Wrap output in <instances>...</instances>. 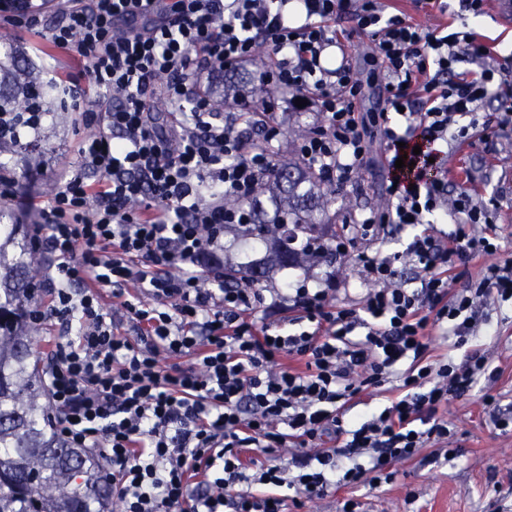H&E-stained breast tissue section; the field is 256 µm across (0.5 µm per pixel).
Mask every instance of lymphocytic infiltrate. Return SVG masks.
Masks as SVG:
<instances>
[{"label": "lymphocytic infiltrate", "mask_w": 512, "mask_h": 512, "mask_svg": "<svg viewBox=\"0 0 512 512\" xmlns=\"http://www.w3.org/2000/svg\"><path fill=\"white\" fill-rule=\"evenodd\" d=\"M53 2L0 0V19L48 32L88 62L87 85L71 97L94 132L34 206L30 243L50 258L33 318L55 331L45 371L53 426L100 455L120 512H299L332 490L391 482L392 465L421 448L451 456L440 408L496 375L481 351L456 362L432 344L475 339L490 324L488 300L512 301V257L496 256V207L449 191L418 146L470 143L489 128L491 98L499 126L512 125L500 51L464 27L420 29L386 0ZM345 14L374 45L384 109L373 115L360 109L352 35L336 24ZM262 48L261 79L283 110L301 98L318 116L299 147L310 166L349 183L378 125L389 206L360 219L361 236L452 215L453 231L423 232L404 251L420 287L398 282L393 257L368 248L357 255L367 289L352 304L304 280L225 281L224 227L249 223L245 203L278 154L281 123L262 113L246 145L245 95L223 115L211 90ZM465 58L477 71L459 70ZM409 154L414 165L396 169ZM229 197L241 207H226ZM476 260L479 278L462 281L461 266ZM305 321L311 330H300ZM393 382L388 406L346 419L364 390Z\"/></svg>", "instance_id": "obj_1"}]
</instances>
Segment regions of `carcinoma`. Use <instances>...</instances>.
<instances>
[{
  "label": "carcinoma",
  "mask_w": 512,
  "mask_h": 512,
  "mask_svg": "<svg viewBox=\"0 0 512 512\" xmlns=\"http://www.w3.org/2000/svg\"><path fill=\"white\" fill-rule=\"evenodd\" d=\"M13 36L0 30V113L40 111L38 90L57 92L18 65ZM26 156L29 149L0 124V152ZM336 193L333 180L312 167L282 159L260 183L247 205L252 223L242 234L271 243L268 262L292 266L294 230L313 234L321 224L323 198ZM41 269L31 252L27 230L0 206V512H105L111 490L101 475L98 457L72 448L58 435L51 417L40 410L44 391L40 362L32 347L36 331L26 302ZM266 267L247 264L226 278L260 280Z\"/></svg>",
  "instance_id": "cac0c4a2"
}]
</instances>
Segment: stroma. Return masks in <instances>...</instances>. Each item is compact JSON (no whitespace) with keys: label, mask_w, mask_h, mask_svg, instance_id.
<instances>
[{"label":"stroma","mask_w":512,"mask_h":512,"mask_svg":"<svg viewBox=\"0 0 512 512\" xmlns=\"http://www.w3.org/2000/svg\"><path fill=\"white\" fill-rule=\"evenodd\" d=\"M14 39L49 76L84 85L85 61L56 49L47 34L18 33ZM87 132L78 114L47 113L38 133L41 157L34 161L17 156L0 160L15 170L14 182L8 194L0 196V203L20 213L29 199L45 202L46 186L57 185L61 163L73 156L77 142ZM433 151L447 166L449 180L496 205L500 252L512 253V126L486 140L472 139L459 149L440 142ZM386 184V172L369 163L350 183L337 186L335 196L322 205L324 242H335L346 225L385 205ZM362 247L358 241L347 245L342 258L316 257L298 267L272 270L265 281L281 285L305 278L314 285L332 277L338 288V302H355L363 288L355 263ZM474 345L488 354L499 376L490 385L479 382L467 396L441 409V416L455 433L454 445L459 449L456 458L444 461L433 458L429 450H421L413 459L397 465L391 484L339 489L308 503L304 512H342L350 498L360 502L362 512H512V422H494L484 401L485 395H494L500 409L512 412L511 303L496 307L488 332Z\"/></svg>","instance_id":"obj_1"}]
</instances>
